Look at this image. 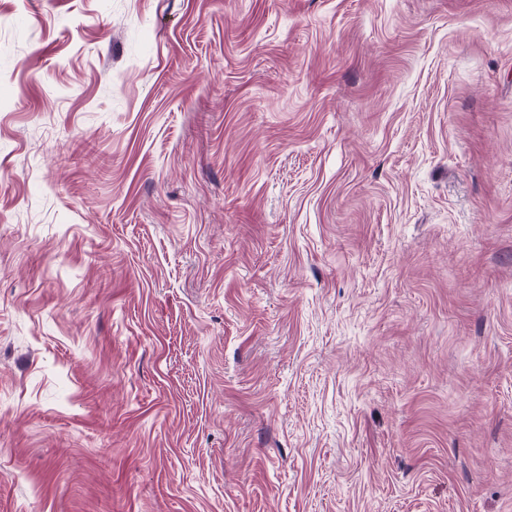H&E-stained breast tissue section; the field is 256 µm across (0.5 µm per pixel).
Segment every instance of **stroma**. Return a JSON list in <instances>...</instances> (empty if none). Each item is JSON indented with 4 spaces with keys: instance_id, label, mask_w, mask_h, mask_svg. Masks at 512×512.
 Wrapping results in <instances>:
<instances>
[{
    "instance_id": "obj_1",
    "label": "stroma",
    "mask_w": 512,
    "mask_h": 512,
    "mask_svg": "<svg viewBox=\"0 0 512 512\" xmlns=\"http://www.w3.org/2000/svg\"><path fill=\"white\" fill-rule=\"evenodd\" d=\"M0 512H512V0H0Z\"/></svg>"
}]
</instances>
